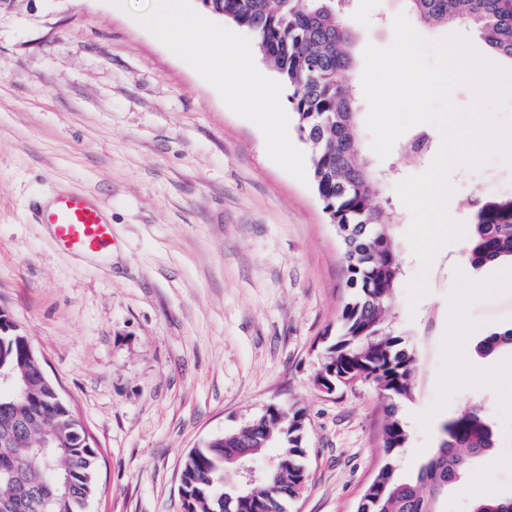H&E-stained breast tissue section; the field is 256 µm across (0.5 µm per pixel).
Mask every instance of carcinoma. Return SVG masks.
Segmentation results:
<instances>
[{"instance_id": "1", "label": "carcinoma", "mask_w": 512, "mask_h": 512, "mask_svg": "<svg viewBox=\"0 0 512 512\" xmlns=\"http://www.w3.org/2000/svg\"><path fill=\"white\" fill-rule=\"evenodd\" d=\"M253 35L262 59L288 86L295 125L308 147L312 183L329 223L343 246L347 284L335 340L325 351L323 378L342 387L364 381L391 400L384 428V462L364 490L357 512H441L444 496L476 460H487L494 432L474 405L444 425L434 453L412 479L396 465L410 434L395 414L396 402L411 397L417 363L404 338L390 329L402 267L394 247L393 213L375 203L381 179L357 141L358 107L349 96L355 34L344 24L353 0H200ZM419 20L464 24L488 53L512 60V0H405ZM467 258L479 270L512 259V194L483 196L471 203ZM512 351V327L479 338L474 353L488 358ZM0 370L27 381V392L0 395V504L10 512H87L97 491L98 454L82 423L48 379L36 354L0 335ZM45 440L56 444L50 457L34 452ZM306 417L300 409L276 407L252 425L216 435L185 456L180 493L184 512H286L288 501L307 490ZM275 446L274 475L253 487L238 506L233 452L249 458ZM471 512H512V495L476 500Z\"/></svg>"}]
</instances>
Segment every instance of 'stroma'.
Listing matches in <instances>:
<instances>
[{"label": "stroma", "mask_w": 512, "mask_h": 512, "mask_svg": "<svg viewBox=\"0 0 512 512\" xmlns=\"http://www.w3.org/2000/svg\"><path fill=\"white\" fill-rule=\"evenodd\" d=\"M403 0H354L359 39L351 92L362 97L363 51L389 46ZM399 178L430 161L395 143L374 155ZM448 207L469 224L478 193H512V167H460ZM63 190L100 203L112 250L71 254L30 200ZM403 266L394 326L417 358L410 432L398 473L413 476L442 426L482 405L496 433L443 512L512 493V354L480 359L476 338L512 325V277L473 269L467 239L443 247L428 294L409 307L420 270L411 214L393 183ZM343 248L315 188L268 157L262 132L112 0H22L0 11V310L27 336L44 372L98 452L89 512H184V458L268 406L304 409L311 481L290 512H357L383 460L386 402L372 384L317 383L345 302Z\"/></svg>", "instance_id": "stroma-1"}]
</instances>
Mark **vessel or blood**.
Returning <instances> with one entry per match:
<instances>
[{"instance_id": "obj_1", "label": "vessel or blood", "mask_w": 512, "mask_h": 512, "mask_svg": "<svg viewBox=\"0 0 512 512\" xmlns=\"http://www.w3.org/2000/svg\"><path fill=\"white\" fill-rule=\"evenodd\" d=\"M36 218L51 228L56 244L67 252L101 253L112 245V225L106 212L83 194L56 195L37 208Z\"/></svg>"}]
</instances>
